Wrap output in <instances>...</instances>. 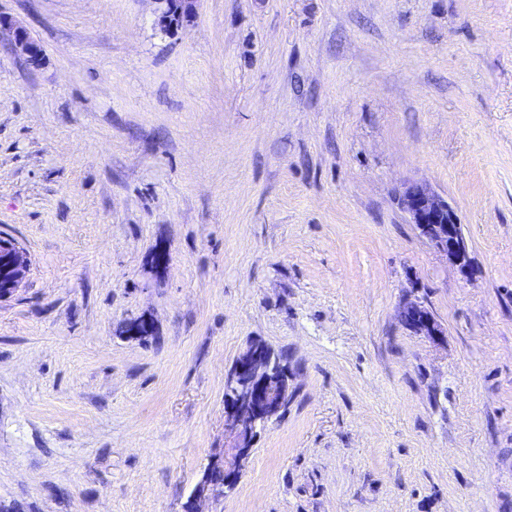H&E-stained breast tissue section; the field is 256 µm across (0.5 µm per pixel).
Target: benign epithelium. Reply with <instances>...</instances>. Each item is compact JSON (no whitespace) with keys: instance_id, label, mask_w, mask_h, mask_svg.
<instances>
[{"instance_id":"benign-epithelium-1","label":"benign epithelium","mask_w":512,"mask_h":512,"mask_svg":"<svg viewBox=\"0 0 512 512\" xmlns=\"http://www.w3.org/2000/svg\"><path fill=\"white\" fill-rule=\"evenodd\" d=\"M14 45L30 59H37V48L21 27L14 30ZM399 201L409 223L416 226L421 236L460 269H468L469 244L457 212L447 199L415 182L404 188ZM28 271L25 251L14 240L0 237V301L20 287ZM401 316L407 326L433 340L443 335L441 326L417 302L406 304ZM224 388L234 396V403L224 409V436L230 443L225 445L222 455L208 464L194 493L198 500L210 494L222 495L236 485L257 429L278 417L290 396L288 370L278 369L261 344L250 346L236 359L225 378Z\"/></svg>"}]
</instances>
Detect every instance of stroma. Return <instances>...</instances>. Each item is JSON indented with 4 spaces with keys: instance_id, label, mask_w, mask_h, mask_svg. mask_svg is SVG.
<instances>
[{
    "instance_id": "obj_1",
    "label": "stroma",
    "mask_w": 512,
    "mask_h": 512,
    "mask_svg": "<svg viewBox=\"0 0 512 512\" xmlns=\"http://www.w3.org/2000/svg\"><path fill=\"white\" fill-rule=\"evenodd\" d=\"M195 5L0 0V504L185 512L261 342L291 398L201 512H512V0ZM399 201L409 223L416 226L421 236L461 270L468 269L469 244L457 212L447 199L415 182L404 188ZM28 271L25 251L13 239L0 237V301L20 287ZM403 322L414 330L429 336L433 340L444 336L441 326L435 321L429 311L420 303L410 302L401 312Z\"/></svg>"
}]
</instances>
